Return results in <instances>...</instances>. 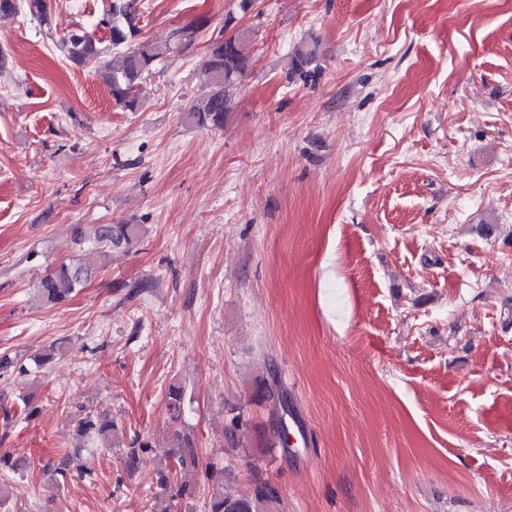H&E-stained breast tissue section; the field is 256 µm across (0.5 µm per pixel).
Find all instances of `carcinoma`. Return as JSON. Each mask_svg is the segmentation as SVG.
Instances as JSON below:
<instances>
[{
    "instance_id": "cac0c4a2",
    "label": "carcinoma",
    "mask_w": 512,
    "mask_h": 512,
    "mask_svg": "<svg viewBox=\"0 0 512 512\" xmlns=\"http://www.w3.org/2000/svg\"><path fill=\"white\" fill-rule=\"evenodd\" d=\"M138 0H112L106 16L100 24L108 29L110 46L103 48L94 36L83 28H77L62 40V49L67 58L75 63L91 62L108 81L112 98L119 105L133 110L138 104L140 85L155 70L158 62L168 55L172 45L187 48L192 45L198 32L205 28L208 19L199 17L192 23L174 30L173 43L158 44L150 41H137ZM25 9L40 23L48 22L46 0H0V16L13 15ZM248 36L244 32L229 37L215 39L209 50L205 63V93L193 101L186 111V119L199 128L223 127L229 112V104L235 91L241 84L242 77L249 67V56L244 51ZM123 48L118 65H110L105 60L110 48ZM322 55L321 45L312 40L299 45L292 57V69L311 75L308 67L316 63ZM141 231L139 224H93L86 228H76L74 236L78 246L79 258L72 263L59 265L51 274L40 282L41 292L51 302L65 300L81 286L92 274L94 257L99 249L107 247L112 250H129L138 239ZM262 398L274 401L271 413L273 437L284 440L287 433L285 416L290 413L286 396L265 390ZM185 389L178 383L169 385L165 397L166 411L171 423L182 421ZM79 428L105 435L114 429V423L105 413L97 419L87 416L78 421ZM176 443L168 449L164 457L173 464H164L158 470V486L176 497L193 496V491L186 482L175 483L170 466L179 468L184 474L199 466L195 439L189 434L175 431ZM151 447L146 440L134 439L132 446L125 453V464L131 472L135 471L140 461V453ZM278 498V491L255 470L251 473V490L244 494L224 492V486L212 484L209 499V512H265L268 503Z\"/></svg>"
}]
</instances>
